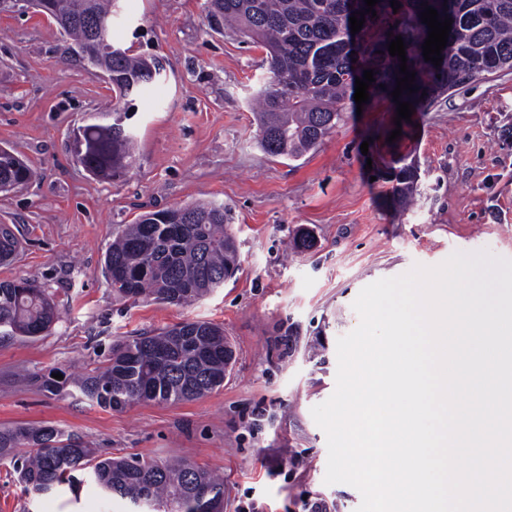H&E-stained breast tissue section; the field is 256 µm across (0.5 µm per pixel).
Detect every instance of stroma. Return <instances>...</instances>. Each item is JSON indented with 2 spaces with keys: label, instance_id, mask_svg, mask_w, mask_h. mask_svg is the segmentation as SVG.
I'll return each instance as SVG.
<instances>
[{
  "label": "stroma",
  "instance_id": "obj_1",
  "mask_svg": "<svg viewBox=\"0 0 512 512\" xmlns=\"http://www.w3.org/2000/svg\"><path fill=\"white\" fill-rule=\"evenodd\" d=\"M204 0H119L112 38L157 57L153 91L135 97L131 163L99 179L78 161L88 118L120 107L98 69L36 11L0 13V146L37 176L0 193V224L22 249L0 282L27 279L58 303L37 339L0 344V428L55 426L105 457L197 463L224 479V512H356L357 489L324 482L328 449L311 409L336 387L339 337L365 286L436 266L453 252L512 259V71L482 75L395 124L387 105L349 113L316 152L258 147L250 101L265 51L210 29ZM397 140H390L393 130ZM408 155L421 192L401 210L388 173ZM215 201L229 209L240 266L185 306L113 295L102 267L112 236L142 213ZM314 248L292 253L299 229ZM224 328L235 360L220 390L177 404L102 410L37 378L102 366L112 343L186 321ZM92 478L77 493L29 500L0 466V512H129Z\"/></svg>",
  "mask_w": 512,
  "mask_h": 512
}]
</instances>
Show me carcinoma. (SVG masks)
Instances as JSON below:
<instances>
[{
	"mask_svg": "<svg viewBox=\"0 0 512 512\" xmlns=\"http://www.w3.org/2000/svg\"><path fill=\"white\" fill-rule=\"evenodd\" d=\"M452 18L448 42L435 66L422 55L428 27L421 3ZM348 0H205L206 17L219 33L228 26L266 51L267 75L256 91L258 146L271 157L297 160L316 150L345 121L355 78L346 39ZM40 10L66 22L64 35L76 43L88 35L79 6L112 17L115 0H39ZM380 0L365 15L357 66L374 70L370 100L396 105L400 61L388 43L402 36L408 71L416 72L415 93L399 100L419 110L437 101L448 86L459 87L480 74L512 71V0ZM98 68L112 74V91L125 100L154 84L163 66L125 49L104 57ZM385 88H380V85ZM130 112L112 110V136L84 167L112 176L125 166L133 137L125 125ZM418 169L402 167L392 193L401 206L418 191ZM32 169L14 151L0 148V185L17 189ZM224 204L197 202L150 212L127 224L106 253L104 273L112 294L182 305L199 300L230 279L239 265L238 247L224 225ZM17 235L0 225V263L13 260ZM58 318L57 304L27 280L0 283V329L8 336L36 338ZM234 359L224 330L207 321L183 322L159 333L128 336L112 344L106 365L70 379L91 404L122 410L138 401L179 403L207 396L224 385ZM0 465L12 468L32 497L55 493L89 474L105 494L131 505L150 502V512H224V481L191 461L158 463L144 457H102L72 434L52 425L0 428Z\"/></svg>",
	"mask_w": 512,
	"mask_h": 512,
	"instance_id": "carcinoma-1",
	"label": "carcinoma"
}]
</instances>
